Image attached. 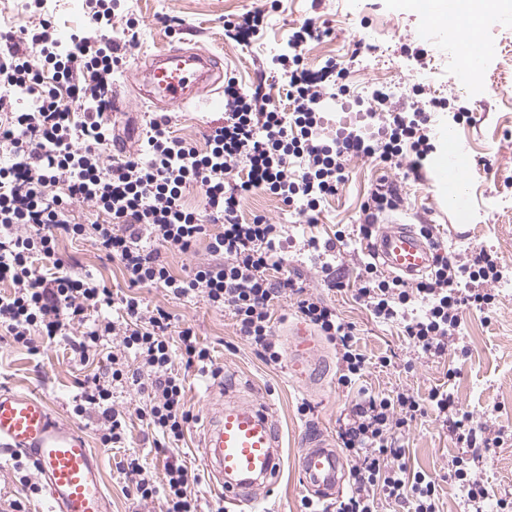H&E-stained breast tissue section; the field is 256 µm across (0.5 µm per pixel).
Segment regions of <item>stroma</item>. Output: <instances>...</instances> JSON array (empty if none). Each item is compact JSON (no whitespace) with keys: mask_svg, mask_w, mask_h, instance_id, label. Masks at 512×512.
<instances>
[{"mask_svg":"<svg viewBox=\"0 0 512 512\" xmlns=\"http://www.w3.org/2000/svg\"><path fill=\"white\" fill-rule=\"evenodd\" d=\"M250 10L265 14L262 38L248 47L226 39L225 21ZM307 19L322 36L305 47L306 68L315 72L327 60H335L345 67L349 87L348 95L337 104L323 107L324 137L330 140L354 131L379 138L377 125L359 106V99L369 98L376 88L394 85L398 91L391 97L392 107L405 111L414 100V88L424 86L429 96L447 98L450 111L465 114L454 129L470 149V173L465 180L469 208L463 214L449 208L446 191L436 176L443 157L436 152L418 177L386 171L371 159H352L344 186L323 203L313 224L266 192L242 197L238 213L246 222L263 215L270 223L287 225L284 251L290 274L334 306L342 318L354 322L368 356L389 358V366L366 371L364 383L369 389L387 394L407 388L424 398L432 388L450 385L474 421L488 422L501 431L502 442L494 448H478L473 462L494 495L485 505L487 512H493L495 498L512 497V290L497 288L493 310L465 308L459 343L446 355H420L399 328L372 319L354 301L351 291L328 288L319 260L304 244L311 237L323 240L336 230L355 229L362 203L380 179L386 178L398 185L403 206L416 209L415 225L429 223L443 250L464 257L483 250L512 267V11L493 12L467 32V41L487 49L479 73L467 85L448 66L452 43L425 36L435 22L432 7H413L407 0H121L111 35L122 38L131 20L138 25L139 38L128 46L126 63L114 77L126 106L119 138L125 151H137L150 119L158 114L134 80L136 70L147 64L150 55L173 47L203 49L217 58L224 73L235 74L245 87L259 86L274 94L282 82L270 59L285 47L291 28ZM199 96L203 106H175L167 115L175 135L201 148L209 129L224 120V96L206 90ZM59 254L71 270L91 271L113 293L127 294L118 263L108 260L91 241L62 239ZM136 294L142 308L161 306L173 313L177 323L192 324L210 348L218 370L217 375L203 377L193 370L186 372L187 399L194 419L177 446L162 454L156 452L153 431L134 414L143 406L144 396L133 387L114 390L115 406L129 415L125 446L101 445L96 416L74 415L72 398L80 381L104 375L105 364L99 358L85 364L75 362L68 346L62 344L38 341V351L33 354L0 341V388L46 398L55 417L82 432L100 458L112 512H161L163 508L162 499L140 502L127 495L120 464L129 457H139L158 470L172 459L203 471L200 437L204 421L222 389L235 388L242 397L268 405L282 433L280 480L249 512H301L304 493L297 469L303 452L301 438L314 430L337 440L339 420L352 401L338 383L334 347L319 339L317 375L314 380L301 381L286 365H266L254 353L240 338L231 310L179 300L161 287L140 288ZM405 449L408 467L435 479L440 512H463L460 492L448 477L449 461L462 450L451 441L447 429L434 416L418 418L405 439ZM12 463L11 454L0 452V512L13 503L20 504L22 512H47L45 493L24 490Z\"/></svg>","mask_w":512,"mask_h":512,"instance_id":"obj_1","label":"stroma"}]
</instances>
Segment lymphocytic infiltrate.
Here are the masks:
<instances>
[{"label": "lymphocytic infiltrate", "mask_w": 512, "mask_h": 512, "mask_svg": "<svg viewBox=\"0 0 512 512\" xmlns=\"http://www.w3.org/2000/svg\"><path fill=\"white\" fill-rule=\"evenodd\" d=\"M27 9L39 15L37 26L0 29V112L7 115L0 122V149L12 159L0 167V283L7 286L0 293V331L17 347L32 348L31 333L38 330L47 343L68 345L80 361L105 355L108 381L97 376L81 381L74 413L97 415L103 445L124 443L125 419L112 402V388L137 387L146 397L139 417L157 434L161 449L181 441L194 419L174 362L205 373L213 366L211 352L191 325L174 327L173 315L163 307L142 312L132 294L114 299L93 275L67 270L57 255V239L91 238L120 263L132 289L159 285L175 298L231 309L240 336L270 365L282 360L272 307L283 295H293L295 314L334 345L339 385L358 394L338 432L354 460L350 493L332 511L305 500L307 512H377L381 497L408 503L411 512H438L434 480L409 473L404 461L402 442L412 422L434 414L464 448L478 438L494 446L498 437L488 436L487 425L474 422L450 389L434 388L423 400L406 389L375 395L360 387L370 366L386 367L387 358L370 359L355 325L284 272L286 225L258 215L246 224L238 216L240 197L256 192L272 193L287 207L300 205L302 214L318 213L344 184L348 163L359 157L420 173L434 150L431 114L390 111L387 94L377 90L368 113L389 128L387 138L372 142L351 132L324 139L320 107L345 95V72L329 64L315 78L303 68L302 51L319 36L307 21L289 35L287 52L272 58L284 97L248 91L237 78H228L224 122L213 127L205 149L173 136L168 120L156 119L139 152L115 160L109 107L125 46L109 35L112 0H94L87 25L65 45L49 0H28ZM20 90L35 95L36 106L16 109ZM63 93L70 105H61ZM193 184L207 199L205 211L183 202L184 190ZM76 202L92 206L97 222L71 223L67 213ZM217 223L223 231L209 234V225ZM203 236L212 262L173 274L163 252H190ZM359 259L363 273L356 302L380 322L400 325L415 350L434 356L455 345L463 307L493 305L494 285L512 276L511 266L483 251L465 261L455 253L438 255L430 274L412 284L385 275L368 250H361ZM121 473L136 498L159 495L164 512H199L195 489L203 477L186 465L166 462L159 476L135 457ZM448 475L470 512H482L491 491L469 459L453 457ZM495 502L497 512H512L511 499Z\"/></svg>", "instance_id": "obj_1"}]
</instances>
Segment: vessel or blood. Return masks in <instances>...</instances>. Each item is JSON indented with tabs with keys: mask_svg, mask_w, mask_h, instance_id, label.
Listing matches in <instances>:
<instances>
[{
	"mask_svg": "<svg viewBox=\"0 0 512 512\" xmlns=\"http://www.w3.org/2000/svg\"><path fill=\"white\" fill-rule=\"evenodd\" d=\"M218 71L214 56L203 50L156 52L149 73L162 76L163 83L161 90H148L147 97L165 109L188 105L192 73L206 81ZM459 176L452 160L438 171L454 209L461 212L467 209L469 198L459 189ZM371 253L386 273L409 282L432 268L436 250L414 226L394 217L372 243ZM314 351V337L305 327H298L286 345L294 376L307 377ZM304 447L299 460L303 490L321 500L333 497L345 474L341 457L317 431L306 435ZM201 448L211 482L221 487L225 503L238 507L239 512H245L279 479L281 432L270 409L256 401L226 394L206 418ZM0 450L35 463L48 494V512H112L98 457L80 431L53 418L44 397L0 390Z\"/></svg>",
	"mask_w": 512,
	"mask_h": 512,
	"instance_id": "obj_1",
	"label": "vessel or blood"
}]
</instances>
